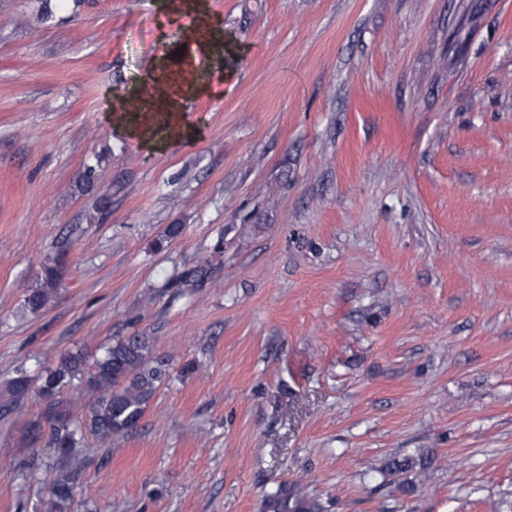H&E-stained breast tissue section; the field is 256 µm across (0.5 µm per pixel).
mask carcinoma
<instances>
[{
	"label": "carcinoma",
	"mask_w": 512,
	"mask_h": 512,
	"mask_svg": "<svg viewBox=\"0 0 512 512\" xmlns=\"http://www.w3.org/2000/svg\"><path fill=\"white\" fill-rule=\"evenodd\" d=\"M62 279L60 265L44 268L35 287L28 290L25 308L32 313L43 309ZM171 361L154 352L153 339L143 331L121 336L103 354L90 361L81 351H67L45 367L38 391L46 400L44 421L29 424L26 438L36 446L44 443L47 454H34V463L49 462L54 476L46 487L47 512H66L74 488L81 478L73 466L79 448L88 434L99 438L126 434L135 429L157 390L170 375ZM30 380L25 375L12 379L7 388L8 403L28 394ZM83 387L93 396L87 419L73 418L61 399L64 391ZM425 457L408 456L389 464V472L399 475L419 465ZM265 512H323L318 501L300 494L296 485L280 483L266 495Z\"/></svg>",
	"instance_id": "cac0c4a2"
}]
</instances>
